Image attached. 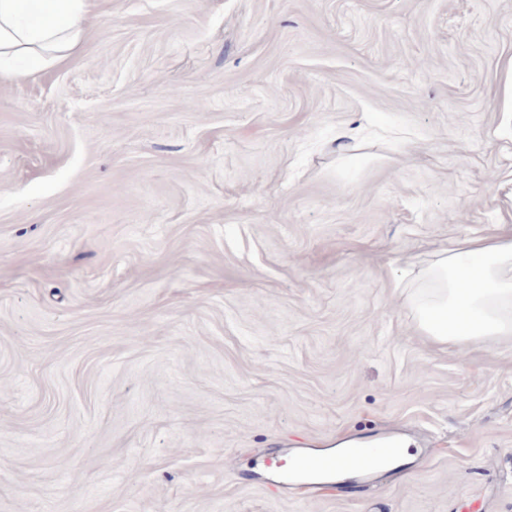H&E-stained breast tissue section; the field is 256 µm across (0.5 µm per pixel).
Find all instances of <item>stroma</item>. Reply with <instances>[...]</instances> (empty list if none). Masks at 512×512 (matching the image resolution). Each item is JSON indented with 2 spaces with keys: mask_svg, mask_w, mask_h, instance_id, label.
<instances>
[{
  "mask_svg": "<svg viewBox=\"0 0 512 512\" xmlns=\"http://www.w3.org/2000/svg\"><path fill=\"white\" fill-rule=\"evenodd\" d=\"M511 62L512 0H94L0 83V512H512V340L405 275L496 231ZM388 425L359 497L255 476Z\"/></svg>",
  "mask_w": 512,
  "mask_h": 512,
  "instance_id": "obj_1",
  "label": "stroma"
}]
</instances>
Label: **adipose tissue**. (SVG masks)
<instances>
[{
    "label": "adipose tissue",
    "instance_id": "obj_1",
    "mask_svg": "<svg viewBox=\"0 0 512 512\" xmlns=\"http://www.w3.org/2000/svg\"><path fill=\"white\" fill-rule=\"evenodd\" d=\"M91 0H0V82L61 63L84 38ZM416 329L438 346L512 337V225L442 248L414 273Z\"/></svg>",
    "mask_w": 512,
    "mask_h": 512
}]
</instances>
